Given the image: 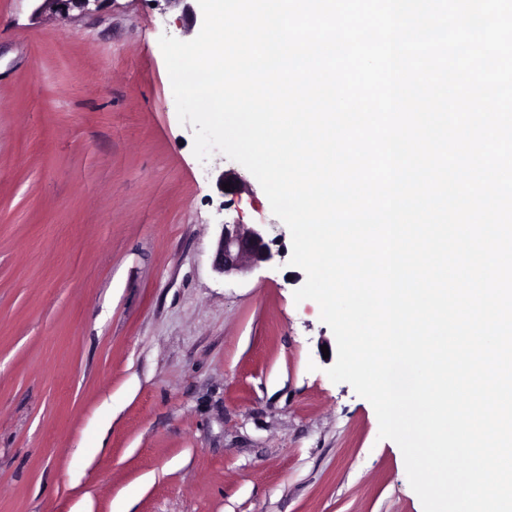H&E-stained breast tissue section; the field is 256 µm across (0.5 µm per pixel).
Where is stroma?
<instances>
[{
	"label": "stroma",
	"instance_id": "obj_1",
	"mask_svg": "<svg viewBox=\"0 0 512 512\" xmlns=\"http://www.w3.org/2000/svg\"><path fill=\"white\" fill-rule=\"evenodd\" d=\"M201 27L182 0H0V512H423L326 374L287 226L270 261L213 267L224 221L277 223L177 117L158 40ZM42 1L40 10H52L55 13H59L62 16H68L70 10L78 9L82 12L89 11V5L91 2L98 3L102 0H36Z\"/></svg>",
	"mask_w": 512,
	"mask_h": 512
}]
</instances>
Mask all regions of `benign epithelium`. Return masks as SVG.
Here are the masks:
<instances>
[{
  "instance_id": "obj_1",
  "label": "benign epithelium",
  "mask_w": 512,
  "mask_h": 512,
  "mask_svg": "<svg viewBox=\"0 0 512 512\" xmlns=\"http://www.w3.org/2000/svg\"><path fill=\"white\" fill-rule=\"evenodd\" d=\"M98 2L100 0H42L40 9H49L67 17L73 9L87 12L90 4ZM267 236L268 228L262 224L248 227L236 222H224L214 254V268L226 275L245 272L270 261L273 254Z\"/></svg>"
}]
</instances>
